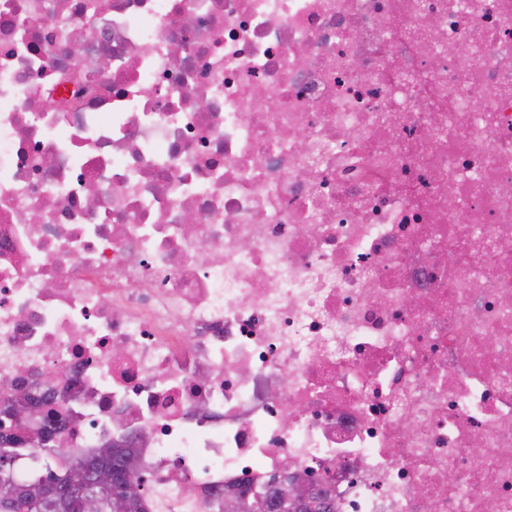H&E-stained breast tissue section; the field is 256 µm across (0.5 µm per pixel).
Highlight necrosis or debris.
I'll list each match as a JSON object with an SVG mask.
<instances>
[{
	"mask_svg": "<svg viewBox=\"0 0 512 512\" xmlns=\"http://www.w3.org/2000/svg\"><path fill=\"white\" fill-rule=\"evenodd\" d=\"M0 381L150 512H512V0H0ZM317 497L325 505L322 512L335 511L327 497L319 494ZM317 497L308 484L296 482L289 494L281 496L279 509L281 512H318L324 507L319 504ZM288 488L284 489H278V488H271L268 486H261L255 489H249L251 492L250 498L245 499L241 495H238L236 499L240 500H246L249 510L248 512H273V508L278 507V503L275 501V497L279 496L283 491L287 490ZM269 493L267 500L264 501V503L259 506V502L256 500L257 498H261V495H256L255 493Z\"/></svg>",
	"mask_w": 512,
	"mask_h": 512,
	"instance_id": "4bbe7bcc",
	"label": "necrosis or debris"
}]
</instances>
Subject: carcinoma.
Wrapping results in <instances>:
<instances>
[{
  "label": "carcinoma",
  "mask_w": 512,
  "mask_h": 512,
  "mask_svg": "<svg viewBox=\"0 0 512 512\" xmlns=\"http://www.w3.org/2000/svg\"><path fill=\"white\" fill-rule=\"evenodd\" d=\"M36 405L28 393L4 395L0 400V512H82V495L96 494L103 512H112L110 501L119 499L122 512H148L142 484L134 478L138 463L127 452L107 445L89 455L64 442L70 418L58 409H48L39 431L17 432L11 415L15 408ZM37 460L32 478L19 483L11 477V461L21 455ZM72 467L85 470L83 490L71 488L64 479ZM268 494L264 503L255 493ZM278 488L261 486L251 490L248 512H273L278 507Z\"/></svg>",
  "instance_id": "1"
}]
</instances>
